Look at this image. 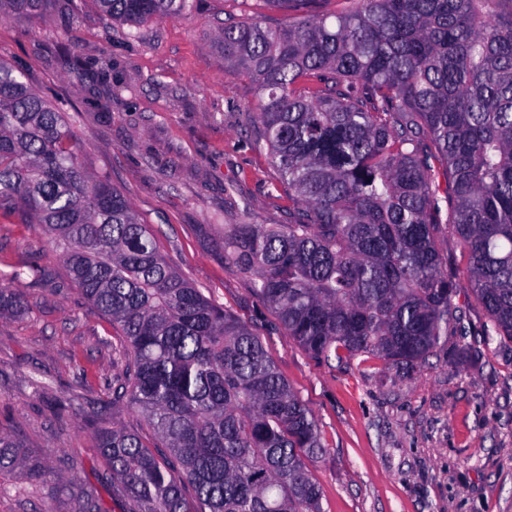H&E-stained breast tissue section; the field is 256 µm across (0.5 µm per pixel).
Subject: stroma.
Segmentation results:
<instances>
[{"instance_id":"1","label":"stroma","mask_w":512,"mask_h":512,"mask_svg":"<svg viewBox=\"0 0 512 512\" xmlns=\"http://www.w3.org/2000/svg\"><path fill=\"white\" fill-rule=\"evenodd\" d=\"M229 18L284 25L288 12L265 0H195L182 18L130 27L93 0H46L36 16L0 18V59L64 104L89 167L130 201L168 264L261 336L318 420L325 451L308 469L325 512H512V347L491 345L470 365L452 342L406 377L364 357L320 363L279 328L249 278L225 265V225L289 221L280 175L248 129L257 85L225 62L216 40ZM97 57L112 62L105 111L91 103ZM23 266L38 269L17 284L30 311L0 315V428L49 473L77 463L103 512H123L96 448L97 422L68 407L76 392L106 397L124 367L118 333L41 226L2 207L0 272ZM35 375L46 383L39 394ZM5 482L13 491L0 512H75L72 499L47 498L23 471Z\"/></svg>"}]
</instances>
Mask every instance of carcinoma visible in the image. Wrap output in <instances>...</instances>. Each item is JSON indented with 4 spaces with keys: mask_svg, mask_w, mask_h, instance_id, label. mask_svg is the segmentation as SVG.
Wrapping results in <instances>:
<instances>
[{
    "mask_svg": "<svg viewBox=\"0 0 512 512\" xmlns=\"http://www.w3.org/2000/svg\"><path fill=\"white\" fill-rule=\"evenodd\" d=\"M44 0H0L34 15ZM287 24L229 22L224 60L258 85L257 145L288 187L287 224L224 225V263L312 358L366 356L403 373L448 343L483 357L512 342V0H267ZM114 21L175 19L194 0H95ZM21 204L70 278L121 331L122 375L97 402V448L126 512H323L307 462L318 423L261 336L174 271L149 227L94 174L59 105L0 59V206ZM469 254L465 323L437 238ZM4 286L0 310L22 312ZM137 411L154 447L107 410ZM0 430V477L16 469L67 486L101 512L79 472L48 479Z\"/></svg>",
    "mask_w": 512,
    "mask_h": 512,
    "instance_id": "obj_1",
    "label": "carcinoma"
}]
</instances>
